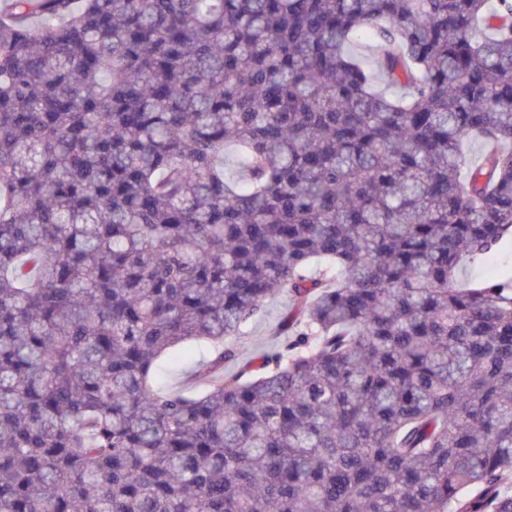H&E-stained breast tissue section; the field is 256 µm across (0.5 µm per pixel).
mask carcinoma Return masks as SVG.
Segmentation results:
<instances>
[{
    "instance_id": "obj_1",
    "label": "carcinoma",
    "mask_w": 512,
    "mask_h": 512,
    "mask_svg": "<svg viewBox=\"0 0 512 512\" xmlns=\"http://www.w3.org/2000/svg\"><path fill=\"white\" fill-rule=\"evenodd\" d=\"M506 238L512 0H7L0 512H512ZM289 297L279 294L270 299L262 314L249 322L236 336H230L224 345L233 346L237 351V360L224 364L225 372H236L250 366L255 370L259 366L258 358L280 346L285 336H278V326L283 314L288 310ZM197 357L195 361H208L214 355V348L206 342L193 343ZM173 367L167 357H162L154 371L153 383L161 390H179L188 396H196L204 391L201 383L195 381L191 376L194 362Z\"/></svg>"
}]
</instances>
